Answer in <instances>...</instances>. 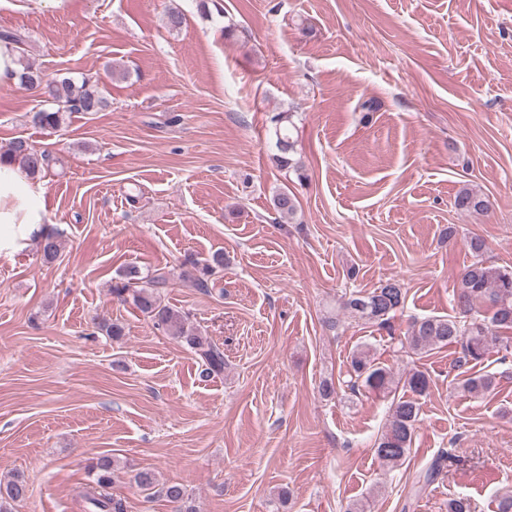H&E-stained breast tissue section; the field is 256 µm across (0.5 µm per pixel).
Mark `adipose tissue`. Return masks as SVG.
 I'll return each instance as SVG.
<instances>
[{
  "instance_id": "adipose-tissue-1",
  "label": "adipose tissue",
  "mask_w": 512,
  "mask_h": 512,
  "mask_svg": "<svg viewBox=\"0 0 512 512\" xmlns=\"http://www.w3.org/2000/svg\"><path fill=\"white\" fill-rule=\"evenodd\" d=\"M50 209L47 190L29 177L15 161L0 162V226H11L9 235H0V252L13 251L19 241L40 235Z\"/></svg>"
}]
</instances>
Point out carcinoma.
I'll list each match as a JSON object with an SVG mask.
<instances>
[{"label":"carcinoma","mask_w":512,"mask_h":512,"mask_svg":"<svg viewBox=\"0 0 512 512\" xmlns=\"http://www.w3.org/2000/svg\"><path fill=\"white\" fill-rule=\"evenodd\" d=\"M52 109L33 112L32 122L43 129L58 130L66 116L72 112H97L105 106L102 93L89 81L76 85L70 77L52 80L48 90ZM276 165L298 168L293 162L296 140L292 115L282 112L274 117ZM10 155L22 162L31 175L49 167L50 155L39 152L26 141L17 139L0 150V156ZM273 206L283 218H291L297 211L296 198L282 189L273 197ZM455 207L462 212H482L487 209L486 197L470 188L461 189L455 197ZM40 249L46 261L59 255V243L52 233L40 235ZM474 261L460 274L454 301L457 315L433 316L413 321L400 340L401 348L418 354L448 345L461 347V355L455 366L463 368L477 365L491 346L499 344L512 348V267H500L483 260L486 250L483 239L474 236L466 241ZM199 275L193 277L195 285L204 287L210 277L224 269V253L217 251L204 262L194 264ZM162 273L152 276L143 274L137 265H127L118 272V281L112 285V295L122 302H131L148 317L156 329L172 335L193 349L204 366L206 375L224 372V350L187 326V316L161 302L157 286L166 283ZM406 290L403 285L389 279L370 291H353L342 300V314L365 321L385 325L390 314L404 306ZM486 307L488 316L477 319L474 313ZM347 387L392 397L388 419L376 442L375 452L386 465L397 468L409 454L418 421L420 400L430 393L431 382L427 372L413 368L400 378L376 357L371 345L357 346L349 356ZM494 388V379L485 374L472 375L462 380L460 390L469 395H483ZM452 457L449 450H441L425 473L418 477L417 490L428 486L442 472ZM115 474L114 462L102 456L88 466L90 483L79 489L77 499L83 503L84 512H125L123 500L109 492ZM28 491L24 476L17 474L6 484H0V512H12L11 504L23 499Z\"/></svg>","instance_id":"obj_1"}]
</instances>
